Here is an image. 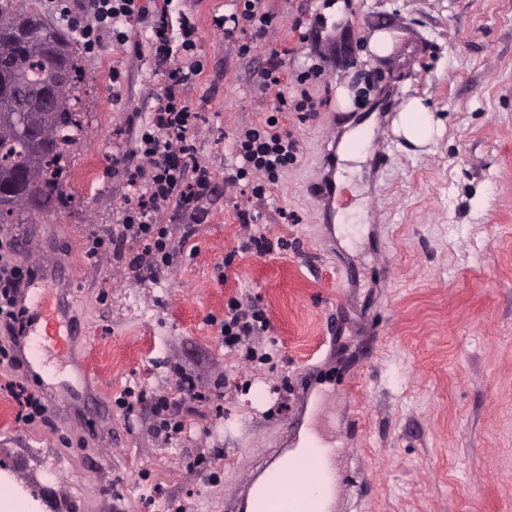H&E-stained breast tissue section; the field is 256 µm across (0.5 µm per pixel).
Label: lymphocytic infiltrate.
<instances>
[{"mask_svg":"<svg viewBox=\"0 0 512 512\" xmlns=\"http://www.w3.org/2000/svg\"><path fill=\"white\" fill-rule=\"evenodd\" d=\"M61 16L82 15L83 23L76 31L84 47L98 48L104 35L121 43L128 26L147 24L157 67L168 77L159 105L145 125L136 142L135 152L140 163L129 180L136 202L126 209L117 242L127 240L142 244L144 251L132 257L131 266L148 263L154 269L169 267L174 249L167 225L158 217L170 208L197 210L201 200L216 191L214 172L198 162L190 142L193 128L200 118L184 95V86L201 72L194 51L199 28L194 17L184 15L178 26H170L166 10H149L146 0H50ZM272 14L265 10L262 0H238L235 13L214 17L213 26L223 32L224 40L237 43L239 52L248 46L238 43L236 32L245 28L256 37L265 36L272 24ZM279 67L270 64L258 75L261 90H276L272 116L252 124L237 133L230 148L231 162L224 172V183L233 187L240 181L256 178L252 193L264 199L266 190L277 184L290 162L296 157L297 143L292 135L282 131L277 113L295 109L311 112L315 104L308 94L290 100L279 92ZM32 267L0 264V325L8 333L7 345L0 347V364L15 361L24 330L25 311L18 305L21 288L31 278ZM267 319L261 309L243 306L233 300L228 304L220 324V340L225 349L236 351L252 336L263 331Z\"/></svg>","mask_w":512,"mask_h":512,"instance_id":"1","label":"lymphocytic infiltrate"}]
</instances>
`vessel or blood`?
Here are the masks:
<instances>
[{
  "instance_id": "vessel-or-blood-1",
  "label": "vessel or blood",
  "mask_w": 512,
  "mask_h": 512,
  "mask_svg": "<svg viewBox=\"0 0 512 512\" xmlns=\"http://www.w3.org/2000/svg\"><path fill=\"white\" fill-rule=\"evenodd\" d=\"M324 171L314 185L312 197L322 214H329L336 195V155L326 153ZM45 323L47 340L68 348L70 336L63 333V319L57 312H38ZM328 449L311 446L294 452L290 448L269 449L255 477L244 484L234 502L236 512H334L328 501L335 494V483L329 482L324 464Z\"/></svg>"
}]
</instances>
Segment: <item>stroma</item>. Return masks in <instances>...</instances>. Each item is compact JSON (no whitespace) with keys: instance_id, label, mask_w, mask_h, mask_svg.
Wrapping results in <instances>:
<instances>
[{"instance_id":"35a3bbf8","label":"stroma","mask_w":512,"mask_h":512,"mask_svg":"<svg viewBox=\"0 0 512 512\" xmlns=\"http://www.w3.org/2000/svg\"><path fill=\"white\" fill-rule=\"evenodd\" d=\"M325 2L264 0L273 24L243 55L212 26L235 0H170L171 20L199 26L203 70L185 94L201 114L196 156L216 176L226 145L275 100L256 89L261 67L278 60L284 92L320 74L305 84L316 111L279 116L297 154L265 200L243 182L198 215L161 214L175 246L163 270L130 268L131 245L85 257L134 199V141L165 87L150 33L76 46L82 130L56 165L63 196L0 226L14 241L0 257L41 266L34 298L60 297L75 331L68 356L49 343L38 353L43 422H17L7 391L33 382L28 358L0 368V474L39 512H225L295 419L334 451L336 512H512V0H346L332 25ZM377 31L393 38L382 57L368 46ZM363 87L367 99L341 107L339 91ZM415 98L437 128L424 144L394 125ZM362 123L365 152L384 142L390 163L353 162L331 229L309 186L325 139ZM260 232L273 252L242 251ZM234 298L264 310L249 345L269 360L219 344ZM178 368L206 399L174 398L193 428L169 445L151 400L175 392ZM129 387L144 401L127 415L114 400Z\"/></svg>"}]
</instances>
